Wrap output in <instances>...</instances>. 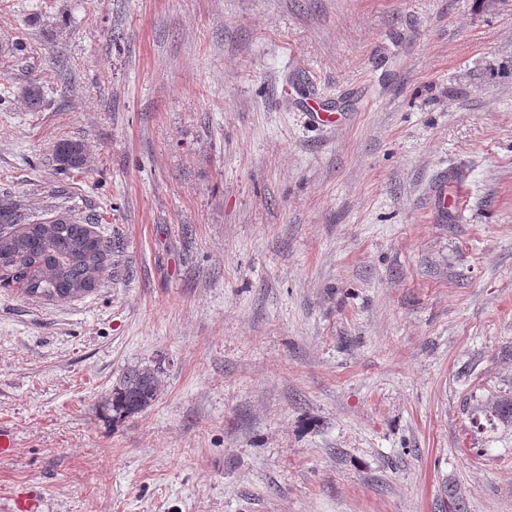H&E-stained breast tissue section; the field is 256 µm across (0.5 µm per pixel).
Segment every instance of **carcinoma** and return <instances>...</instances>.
Here are the masks:
<instances>
[{
    "label": "carcinoma",
    "mask_w": 512,
    "mask_h": 512,
    "mask_svg": "<svg viewBox=\"0 0 512 512\" xmlns=\"http://www.w3.org/2000/svg\"><path fill=\"white\" fill-rule=\"evenodd\" d=\"M58 171L83 168L81 143L64 139L52 148ZM112 241L90 229L87 220L59 218L28 222L15 206H0V272L21 282L24 293L46 300L83 296L95 289L107 271ZM161 381L155 370H129L112 388L108 404L120 417H133L155 401ZM489 420L512 423V397L487 400Z\"/></svg>",
    "instance_id": "cac0c4a2"
}]
</instances>
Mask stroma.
Wrapping results in <instances>:
<instances>
[{
	"label": "stroma",
	"instance_id": "obj_1",
	"mask_svg": "<svg viewBox=\"0 0 512 512\" xmlns=\"http://www.w3.org/2000/svg\"><path fill=\"white\" fill-rule=\"evenodd\" d=\"M0 204L112 242L0 279V512H512V0H0ZM309 122L317 127L334 126L339 119L341 112H334L331 106L318 101L310 100L303 105ZM52 158L61 174L82 169L86 162L82 144L69 139L60 140L53 146ZM160 387L161 381L155 370L148 367L131 369L112 388L108 404L118 417H133L155 401ZM481 412L488 421L497 419L500 422L512 423V397H492L483 404Z\"/></svg>",
	"mask_w": 512,
	"mask_h": 512
}]
</instances>
